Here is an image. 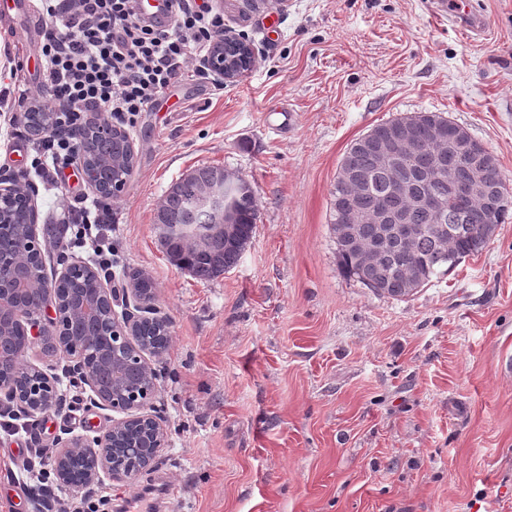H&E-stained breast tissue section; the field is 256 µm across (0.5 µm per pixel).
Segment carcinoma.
I'll return each mask as SVG.
<instances>
[{
    "instance_id": "1",
    "label": "carcinoma",
    "mask_w": 512,
    "mask_h": 512,
    "mask_svg": "<svg viewBox=\"0 0 512 512\" xmlns=\"http://www.w3.org/2000/svg\"><path fill=\"white\" fill-rule=\"evenodd\" d=\"M406 121L414 123L419 147L411 152L405 161V170L411 182L412 192L418 195L432 191L448 195V183L425 179L431 168L439 163L448 175L463 177L467 173L464 158L448 147L447 140L438 139L430 134L436 126L444 128L454 126L450 120L433 112H420L406 117H397L375 125L370 134L382 138L402 127ZM125 139H118L117 145L102 150L99 142L89 139L85 148V162L96 172L108 175V183L119 189L117 182L127 176L128 156L125 151ZM341 166L359 173L371 175V187L356 178L336 181L332 191V229L336 230L348 221L349 212L345 208L346 200L359 195L358 206L366 220L356 225L357 234L367 240L379 242L383 252L371 264L352 248L336 243V254L341 272L379 295L395 299H407L427 286L435 278L447 275L461 261L477 254L492 240L499 225L512 219V194L506 193L488 216V222L463 206L448 208L444 220L424 209L416 207L410 197H397L392 194V173L387 170H373L370 153L363 147V138H357L342 158ZM220 173V167L202 165L194 169L189 178H181L170 186L165 202L157 211L156 223L172 226L214 224L218 217L212 213L196 210L192 207L197 188ZM231 211L237 225V234L233 239L220 235L209 238L207 245L200 249L193 245L190 238L175 234L168 238L166 254L175 265L192 273L200 280H210L235 267L243 252L251 242L257 220V205L254 191L248 187L230 190ZM386 202L392 212L404 216L408 222L418 227V234L406 242L390 234L392 225L373 224L368 216L380 203ZM26 207L24 196L19 195L0 203V213L4 220L0 222V239L10 242L13 252L19 254L29 265L28 287L38 288L44 280L43 261L37 247L27 244L28 228L25 224L11 222L13 212ZM96 280L95 272L82 266L72 276L60 282L59 290L67 295L74 288H86ZM0 380L19 387L24 402L36 405L52 396L54 389L45 385L44 377L35 371L18 378L13 370L0 372Z\"/></svg>"
}]
</instances>
